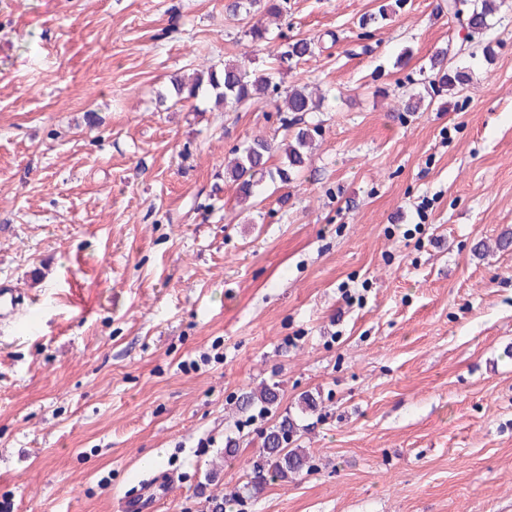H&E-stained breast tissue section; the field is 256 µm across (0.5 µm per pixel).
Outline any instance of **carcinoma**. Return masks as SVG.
<instances>
[{
    "mask_svg": "<svg viewBox=\"0 0 512 512\" xmlns=\"http://www.w3.org/2000/svg\"><path fill=\"white\" fill-rule=\"evenodd\" d=\"M228 17L244 23V37L251 47L270 44L276 34L269 28L265 18L281 19L288 13L287 0H228L224 5ZM495 11L494 0H470L465 17H460L454 0H448V12L460 20L462 27L468 30V38L484 33L491 26ZM312 53V43L298 39L284 44L278 52L277 66L266 72H257L241 58L224 61L221 69L211 68L207 73L197 76L192 82L182 79L174 82L177 102L185 104L198 99L207 92L215 95L217 102L224 105V111H232L239 106L261 101L266 95L280 96L275 105L277 112H291L295 115L317 112L323 99L313 96L305 86L282 87L284 76L288 74V63L299 60ZM448 49L435 53L431 59V68L437 70L439 83L448 91L465 85L466 75L461 71L450 72L447 68ZM296 122L281 119L282 140L273 144L266 138H255L243 148L235 150L236 157L225 174L236 185L238 197L244 201L256 197L262 178L269 177L286 184L290 173L299 171L307 160L306 147L313 139L318 128L294 129ZM276 150L282 152V165L271 168L268 161ZM277 391L274 386H264L247 397V403H261L267 410L275 407ZM298 433L297 424L290 419L281 421L266 434L263 443L262 463L253 468L247 488L257 490L267 483L285 481L303 472L307 466V456L303 449L294 448Z\"/></svg>",
    "mask_w": 512,
    "mask_h": 512,
    "instance_id": "cac0c4a2",
    "label": "carcinoma"
}]
</instances>
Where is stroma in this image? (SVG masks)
Segmentation results:
<instances>
[{"label": "stroma", "instance_id": "1", "mask_svg": "<svg viewBox=\"0 0 512 512\" xmlns=\"http://www.w3.org/2000/svg\"><path fill=\"white\" fill-rule=\"evenodd\" d=\"M497 3L460 55L448 0H288L314 53L285 82L327 99L305 167L250 207L224 166L272 138L273 100H171L243 52L224 0H0V280L22 298L0 320V512H119L149 455L175 476L159 512H217L286 414L311 469L233 512H512ZM443 47L463 89L404 111ZM263 384L277 408L241 407Z\"/></svg>", "mask_w": 512, "mask_h": 512}]
</instances>
